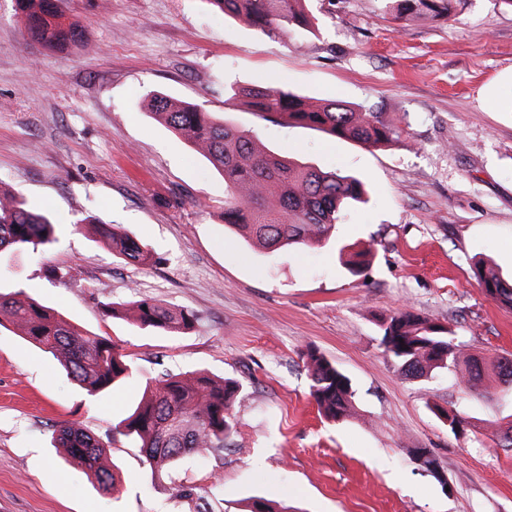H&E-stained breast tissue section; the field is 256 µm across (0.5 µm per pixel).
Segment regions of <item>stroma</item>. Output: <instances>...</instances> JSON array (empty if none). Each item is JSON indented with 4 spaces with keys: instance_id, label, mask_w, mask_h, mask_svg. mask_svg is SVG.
Here are the masks:
<instances>
[{
    "instance_id": "35a3bbf8",
    "label": "stroma",
    "mask_w": 512,
    "mask_h": 512,
    "mask_svg": "<svg viewBox=\"0 0 512 512\" xmlns=\"http://www.w3.org/2000/svg\"><path fill=\"white\" fill-rule=\"evenodd\" d=\"M76 42L29 41L0 0V181L56 224L55 240L0 266L85 332L107 336L137 371L87 397L57 361L0 327V512H243L259 498L298 512H512V422L493 377L405 378L380 345L408 308L450 325L465 352L512 355V306L487 297L475 260L512 277V9L462 0L453 20L393 19L385 0H312L317 32L263 34L206 0H65ZM277 85L403 119L407 147L367 149L226 103L228 85ZM202 105L275 153L367 181L337 235L374 257L363 274L334 248L269 255L224 224V178L149 113L148 93ZM121 225L158 256L134 266L86 226ZM151 297L193 312L167 333L105 316ZM349 377L357 415L326 421L302 354ZM204 370L241 385L226 447L154 472L118 424L148 384ZM464 420L451 432L437 409ZM96 437L116 488L96 490L51 446L56 426ZM436 459L430 472L416 449ZM196 487L188 499L175 486Z\"/></svg>"
}]
</instances>
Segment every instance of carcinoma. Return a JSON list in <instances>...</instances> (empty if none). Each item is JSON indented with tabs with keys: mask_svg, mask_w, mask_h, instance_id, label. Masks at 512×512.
<instances>
[{
	"mask_svg": "<svg viewBox=\"0 0 512 512\" xmlns=\"http://www.w3.org/2000/svg\"><path fill=\"white\" fill-rule=\"evenodd\" d=\"M28 34L43 46L62 49L78 36L75 23L65 20L63 0H15ZM267 35H288L295 27L313 28L315 17L308 0H208ZM396 18L454 16L455 0H388ZM242 101L259 117L284 119L324 130L368 148L409 145L401 122L382 112L339 101H319L294 94L280 86H231L226 101ZM150 113L165 123L195 151L205 156L224 177V223L254 246L271 253L286 247L336 248L340 264L352 275L361 272L371 249L349 251L335 239L336 224L345 212L364 201V185L341 171H324L306 163L283 159L259 145L251 132L220 120L197 104L158 93L149 100ZM98 241L129 264L153 259L145 244L112 224L90 227ZM54 223L31 208L10 189L0 185V256L36 250L52 241ZM478 284L496 301L512 305V280L501 278L484 263L474 266ZM104 312L136 327H153L172 333L193 328L196 315L174 309L152 298L107 303ZM10 323L19 337L49 353L73 381L94 398L130 376L134 366L106 336L80 333L59 313L20 292L0 293V326ZM383 352L411 378L437 370L462 373L477 383L494 375L512 390V358L490 362L465 353L451 330L429 317L401 310L383 323ZM304 365L310 395L331 420L356 414L349 379L324 356L308 351ZM240 384L206 373L168 375L146 394L119 424V433L138 444L152 469H172L186 456L224 448L235 432L233 404ZM83 467L99 492L115 487L112 463L94 435L62 425L53 437ZM246 512H290L274 500H255Z\"/></svg>",
	"mask_w": 512,
	"mask_h": 512,
	"instance_id": "1",
	"label": "carcinoma"
}]
</instances>
